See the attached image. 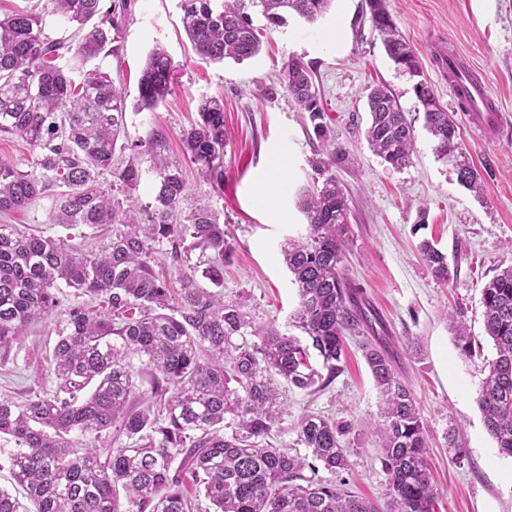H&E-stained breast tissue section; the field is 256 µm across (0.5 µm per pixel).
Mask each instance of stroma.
<instances>
[{
	"label": "stroma",
	"mask_w": 512,
	"mask_h": 512,
	"mask_svg": "<svg viewBox=\"0 0 512 512\" xmlns=\"http://www.w3.org/2000/svg\"><path fill=\"white\" fill-rule=\"evenodd\" d=\"M362 3L334 0L317 23L291 16L280 26L252 9L262 49L237 63L212 62L194 52L181 0H130L112 54L100 55L90 66L107 72L121 89L128 139L159 131L172 161L182 162L180 132L197 119L201 101H223L229 132L224 184L212 187L185 165L188 197L180 211L188 213L202 202L220 214L235 247L224 266V298L242 301L256 323L273 321L290 329L298 298L281 262L280 245L306 232L297 192L310 179L311 161L324 142L347 152L348 165L336 171L348 203L346 274L384 321L396 372L417 399L438 492L435 512H512V457L500 455L476 403L485 366L495 355L484 332L480 290L499 268L512 264V0H387L398 31L418 57L416 77L386 56L361 15ZM158 45L176 65L174 92L155 110H142L138 79ZM450 46L483 76L504 115L502 125L487 136L473 128L466 113L451 114L467 156L482 174L484 187L478 194L458 183L452 163L436 157L414 93L416 82L426 81L441 106L450 109L448 78L438 68ZM292 58L312 68L326 113V138L316 135L279 83L283 64ZM377 82L390 89L414 122L416 152L400 170L383 164L364 137L367 89ZM421 208L426 211L422 223L417 220ZM4 221L75 244L92 233L86 226L69 229L54 223L45 198ZM423 238L437 241L456 268L448 285L439 284L417 254ZM455 317L482 345L473 358H462L455 345ZM66 320L65 310H57L12 343L0 358L1 395L55 390L54 379L37 365L50 354ZM282 401L275 445L295 447L297 423L307 413L346 424L342 441L349 469L344 477L352 491L386 508V475L370 427L378 418L380 398L358 338H346L342 371L328 387H291ZM454 429L467 451L459 464L448 446Z\"/></svg>",
	"instance_id": "obj_1"
}]
</instances>
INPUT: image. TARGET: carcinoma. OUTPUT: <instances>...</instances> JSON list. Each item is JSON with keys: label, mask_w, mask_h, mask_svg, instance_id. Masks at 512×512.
I'll return each instance as SVG.
<instances>
[{"label": "carcinoma", "mask_w": 512, "mask_h": 512, "mask_svg": "<svg viewBox=\"0 0 512 512\" xmlns=\"http://www.w3.org/2000/svg\"><path fill=\"white\" fill-rule=\"evenodd\" d=\"M101 0H43L39 9L0 16V135L36 149L28 171L0 160V215L33 200L52 202L55 223L103 227L98 242L72 245L0 224V351L31 325L47 320L66 293L82 302L67 307L48 372L54 393L29 391L21 401L0 397V439L15 444L10 473L27 503L0 488V512H192L194 487L214 512H381L347 490L344 480L312 477L323 467L348 469L344 428L310 414L297 427L305 454L276 448L269 435L282 421L281 388L322 390L341 373L346 335L373 332L361 343L381 397L375 432L387 476L389 512H435L436 488L426 464V430L411 390L396 375L394 351L377 327L379 317L344 273L349 240L347 199L336 168L339 147L312 161L299 191L306 234L281 245L296 288L292 323L307 342L269 322L258 325L239 303L224 301V264L234 252L220 216L207 204L174 222L187 194L183 167L167 160L166 139L150 131L120 145L125 134L122 92L106 73L75 83L56 61L69 54L83 67L119 37L127 0H112L108 26L91 23ZM334 0H182L195 52L213 61H243L260 51L249 9L270 24L292 12L318 22ZM372 29L386 55L419 70L410 42L397 31L386 0H365ZM78 25L66 45L43 33L44 18ZM174 63L161 47L148 55L138 83L139 106L153 109L173 92ZM280 84L324 133V110L311 68L298 59L283 66ZM424 128L437 157L456 169L458 182L482 189L480 171L464 151L458 127L426 83L415 86ZM366 140L395 169L412 161L415 129L391 91L367 96ZM224 102L203 101L198 118L181 131L185 161L203 180L224 183ZM153 158L152 200L143 204L141 157ZM418 252L432 276L453 279L448 257L429 239ZM173 275L155 271L162 256ZM100 300V309L93 302ZM484 329L495 350L477 393L484 426L500 452L512 456V265L481 288ZM255 340H250V337ZM462 357L475 353L466 325L456 322ZM316 351L327 373L311 363ZM148 378L150 389L139 392ZM235 427L224 433L226 416ZM112 431L115 448L80 447L72 434ZM311 475H305V470Z\"/></svg>", "instance_id": "1"}]
</instances>
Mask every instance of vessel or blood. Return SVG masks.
Returning a JSON list of instances; mask_svg holds the SVG:
<instances>
[{"label": "vessel or blood", "instance_id": "b4317fda", "mask_svg": "<svg viewBox=\"0 0 512 512\" xmlns=\"http://www.w3.org/2000/svg\"><path fill=\"white\" fill-rule=\"evenodd\" d=\"M448 65V87L450 89L453 107L459 112L473 113L480 127L491 124L490 114L497 107L487 84L473 70L465 67L456 51H449L446 58Z\"/></svg>", "mask_w": 512, "mask_h": 512}]
</instances>
